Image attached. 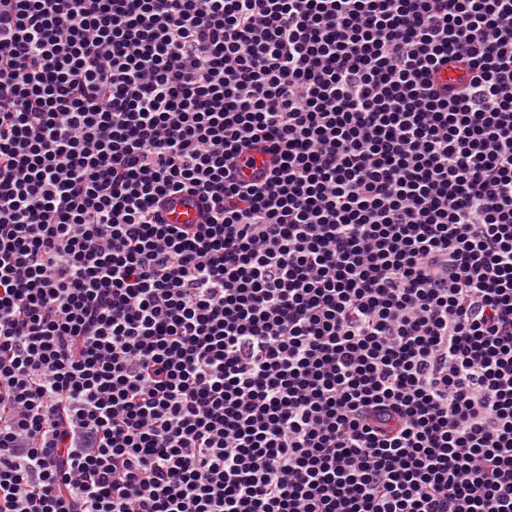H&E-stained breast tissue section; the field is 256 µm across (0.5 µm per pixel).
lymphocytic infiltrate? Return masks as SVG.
<instances>
[{
  "label": "lymphocytic infiltrate",
  "instance_id": "1",
  "mask_svg": "<svg viewBox=\"0 0 512 512\" xmlns=\"http://www.w3.org/2000/svg\"><path fill=\"white\" fill-rule=\"evenodd\" d=\"M0 512H512V0H0ZM203 204L197 200L173 197L163 215L172 224H199L202 222Z\"/></svg>",
  "mask_w": 512,
  "mask_h": 512
}]
</instances>
